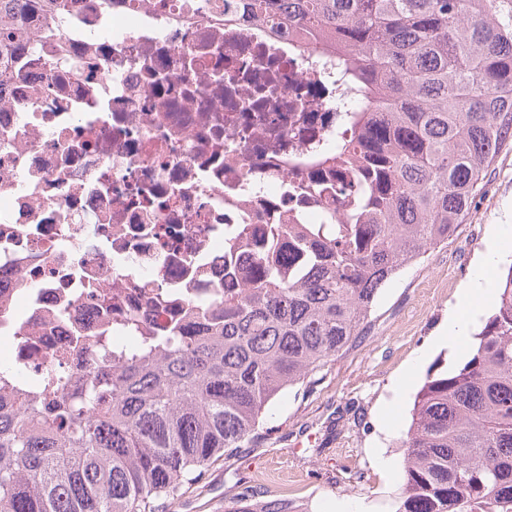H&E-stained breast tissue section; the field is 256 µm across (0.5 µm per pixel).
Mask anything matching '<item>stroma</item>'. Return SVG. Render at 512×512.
Masks as SVG:
<instances>
[{
  "mask_svg": "<svg viewBox=\"0 0 512 512\" xmlns=\"http://www.w3.org/2000/svg\"><path fill=\"white\" fill-rule=\"evenodd\" d=\"M500 224L512 228L511 147L495 157L465 224L383 287L370 327L324 367L313 392L294 388L270 404L271 436L210 467L168 512H224L225 500L254 485L308 502L310 512H392L414 397L428 373L469 357L480 327L452 353L435 338L477 276L499 282V264L483 267L481 257Z\"/></svg>",
  "mask_w": 512,
  "mask_h": 512,
  "instance_id": "stroma-1",
  "label": "stroma"
}]
</instances>
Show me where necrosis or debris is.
Wrapping results in <instances>:
<instances>
[{
    "mask_svg": "<svg viewBox=\"0 0 512 512\" xmlns=\"http://www.w3.org/2000/svg\"><path fill=\"white\" fill-rule=\"evenodd\" d=\"M291 32L213 0H81L0 91V340L22 378L87 366L76 340L141 336L238 287L274 224L348 191L319 155L343 102Z\"/></svg>",
    "mask_w": 512,
    "mask_h": 512,
    "instance_id": "4bbe7bcc",
    "label": "necrosis or debris"
}]
</instances>
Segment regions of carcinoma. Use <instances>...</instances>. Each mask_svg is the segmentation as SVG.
<instances>
[{
  "label": "carcinoma",
  "instance_id": "obj_1",
  "mask_svg": "<svg viewBox=\"0 0 512 512\" xmlns=\"http://www.w3.org/2000/svg\"><path fill=\"white\" fill-rule=\"evenodd\" d=\"M336 59L359 97L336 159L354 210L296 231L285 279L270 233L222 305L132 347L98 343L72 379L20 393L0 367V512H159L207 465L251 448L266 406L363 335L380 290L448 243L504 146H512V0H222ZM74 0H0V87L34 22ZM462 364L427 375L402 441L395 512H512V263ZM224 512H308L245 490Z\"/></svg>",
  "mask_w": 512,
  "mask_h": 512
}]
</instances>
